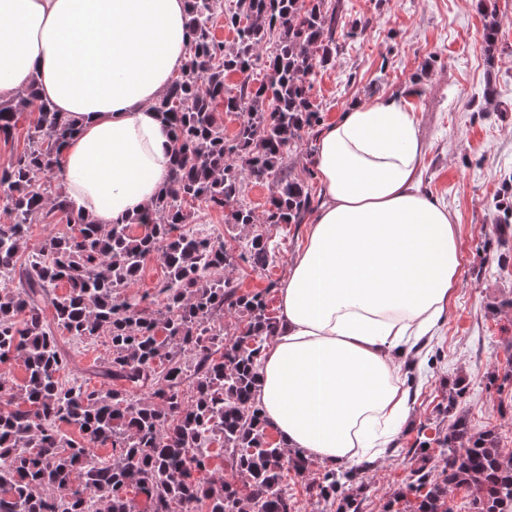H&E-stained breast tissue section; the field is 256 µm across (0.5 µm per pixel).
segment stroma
<instances>
[{
	"instance_id": "stroma-1",
	"label": "stroma",
	"mask_w": 512,
	"mask_h": 512,
	"mask_svg": "<svg viewBox=\"0 0 512 512\" xmlns=\"http://www.w3.org/2000/svg\"><path fill=\"white\" fill-rule=\"evenodd\" d=\"M334 67L319 71L311 91L325 122L337 120L356 101L402 97L425 144L420 186L448 208L459 226L458 282L428 354L411 372L413 418L395 448L371 465L365 478L372 493L361 512H381L404 488L419 440L447 433L449 419L436 407L457 380L466 392L456 410L473 432L495 428L512 451V385L497 390L492 373L512 370V242L501 245L493 222L494 198L512 174V0H497L499 43L488 55L483 17L467 0H343ZM420 75L422 94L409 93ZM495 84L496 107H486L483 89ZM307 230L291 224L271 229L272 264L246 263L227 270L241 292L262 291L268 310L280 315L277 287L287 278ZM73 362L64 380L99 387L89 370L108 346L104 337L83 341L59 334Z\"/></svg>"
}]
</instances>
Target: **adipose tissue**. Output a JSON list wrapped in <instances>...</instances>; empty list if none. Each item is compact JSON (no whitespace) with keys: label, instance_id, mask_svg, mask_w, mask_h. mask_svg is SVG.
Returning a JSON list of instances; mask_svg holds the SVG:
<instances>
[{"label":"adipose tissue","instance_id":"ef3b65f1","mask_svg":"<svg viewBox=\"0 0 512 512\" xmlns=\"http://www.w3.org/2000/svg\"><path fill=\"white\" fill-rule=\"evenodd\" d=\"M187 0H0V100L35 84L75 123L58 173L108 228L166 185L172 132L153 104L188 53ZM425 146L397 96L323 125L324 195L279 289L256 399L283 448L372 463L410 414L404 369L453 292L458 226L419 188Z\"/></svg>","mask_w":512,"mask_h":512}]
</instances>
